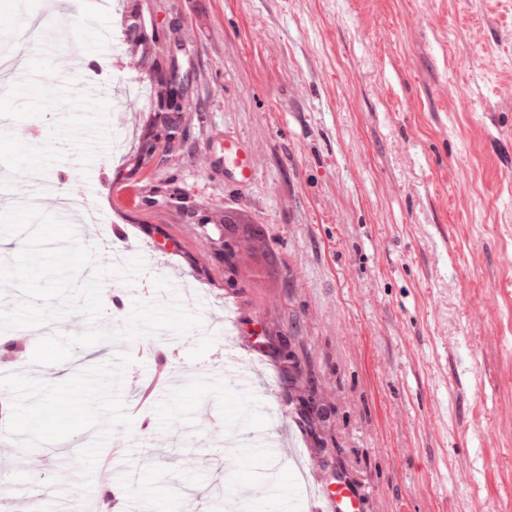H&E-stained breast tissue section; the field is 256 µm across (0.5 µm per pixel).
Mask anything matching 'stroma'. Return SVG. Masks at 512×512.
Here are the masks:
<instances>
[{
    "label": "stroma",
    "instance_id": "35a3bbf8",
    "mask_svg": "<svg viewBox=\"0 0 512 512\" xmlns=\"http://www.w3.org/2000/svg\"><path fill=\"white\" fill-rule=\"evenodd\" d=\"M138 5L151 52L189 47L186 143L129 175L153 112L150 71L123 18ZM44 15L27 77L0 89V195L27 204L31 174L91 201L95 266L153 254L151 276L185 289L202 327L169 357L151 431L126 414L155 360L132 343L32 363L5 394L13 436L10 512H69L75 495L130 484L127 512H308L280 434L307 470L332 475L295 413L294 392L259 329L287 333L332 410L360 512H497L512 500V0H0V52ZM111 30L114 44L96 32ZM96 60L130 94L89 107ZM251 145L255 179L234 183L224 140ZM177 181L197 219L142 209ZM261 225L224 282V219ZM262 349L258 384L222 373L226 346Z\"/></svg>",
    "mask_w": 512,
    "mask_h": 512
}]
</instances>
